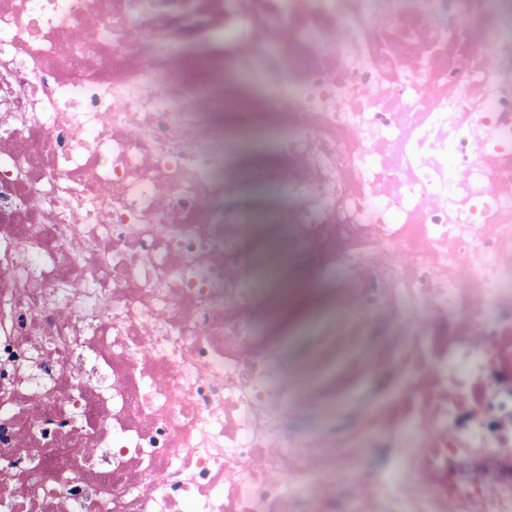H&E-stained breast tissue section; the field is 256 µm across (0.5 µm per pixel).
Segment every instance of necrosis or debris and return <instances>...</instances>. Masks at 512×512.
<instances>
[{"mask_svg": "<svg viewBox=\"0 0 512 512\" xmlns=\"http://www.w3.org/2000/svg\"><path fill=\"white\" fill-rule=\"evenodd\" d=\"M512 0H0V512H512ZM270 156L323 304L252 276Z\"/></svg>", "mask_w": 512, "mask_h": 512, "instance_id": "4bbe7bcc", "label": "necrosis or debris"}]
</instances>
